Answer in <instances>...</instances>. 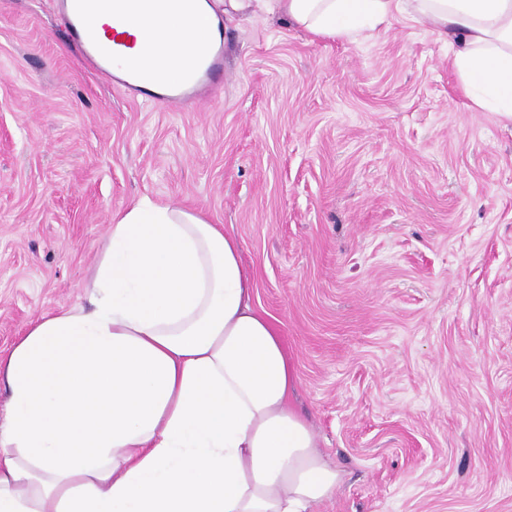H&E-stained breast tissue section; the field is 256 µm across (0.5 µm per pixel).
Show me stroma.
I'll return each mask as SVG.
<instances>
[{
  "instance_id": "1",
  "label": "stroma",
  "mask_w": 512,
  "mask_h": 512,
  "mask_svg": "<svg viewBox=\"0 0 512 512\" xmlns=\"http://www.w3.org/2000/svg\"><path fill=\"white\" fill-rule=\"evenodd\" d=\"M224 92L184 112L85 65L58 0H0V361L85 302L112 213L224 225L343 474L316 512H512V121L448 48L225 23Z\"/></svg>"
}]
</instances>
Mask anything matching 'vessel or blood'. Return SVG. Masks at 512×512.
<instances>
[{
    "label": "vessel or blood",
    "instance_id": "b4317fda",
    "mask_svg": "<svg viewBox=\"0 0 512 512\" xmlns=\"http://www.w3.org/2000/svg\"><path fill=\"white\" fill-rule=\"evenodd\" d=\"M63 15L74 43L89 66L113 86L128 92L157 89L158 98L173 111L224 88V50L214 38L195 43L179 78L147 59V48L115 32L102 21L105 11L123 10L125 0H61Z\"/></svg>",
    "mask_w": 512,
    "mask_h": 512
}]
</instances>
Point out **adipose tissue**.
Listing matches in <instances>:
<instances>
[{
	"label": "adipose tissue",
	"instance_id": "obj_1",
	"mask_svg": "<svg viewBox=\"0 0 512 512\" xmlns=\"http://www.w3.org/2000/svg\"><path fill=\"white\" fill-rule=\"evenodd\" d=\"M357 42L399 18L447 42L469 106L512 120V0H224ZM168 55L205 38L176 0L113 15ZM87 305L40 318L0 378V512H313L341 472L291 396L277 321L252 304L240 243L189 208L112 214Z\"/></svg>",
	"mask_w": 512,
	"mask_h": 512
}]
</instances>
